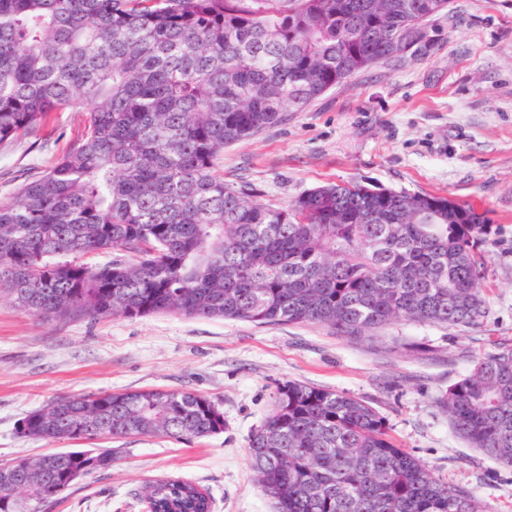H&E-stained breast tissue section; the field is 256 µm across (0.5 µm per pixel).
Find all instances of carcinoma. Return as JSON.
I'll return each mask as SVG.
<instances>
[{"label": "carcinoma", "instance_id": "cac0c4a2", "mask_svg": "<svg viewBox=\"0 0 512 512\" xmlns=\"http://www.w3.org/2000/svg\"><path fill=\"white\" fill-rule=\"evenodd\" d=\"M448 0H0V143L82 112L84 132L0 201V292L47 320L120 315L324 324L349 336L397 319L476 324L478 248L490 229L448 199L327 183L285 208L224 182V147L283 120L354 73L415 56L399 37ZM112 250L92 270L78 258ZM66 260L61 261L59 257ZM190 440L224 413L190 392L71 395L27 422L28 435ZM456 432L512 465V349L485 354L440 401ZM277 512H482L389 437L367 402L287 381L247 445ZM85 449L39 458L45 485L70 482ZM0 465V512H43ZM146 512H212L209 492L151 479Z\"/></svg>", "mask_w": 512, "mask_h": 512}]
</instances>
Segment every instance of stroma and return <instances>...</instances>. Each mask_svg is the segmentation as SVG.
<instances>
[{"mask_svg": "<svg viewBox=\"0 0 512 512\" xmlns=\"http://www.w3.org/2000/svg\"><path fill=\"white\" fill-rule=\"evenodd\" d=\"M416 57L362 69L279 125L225 147L224 180L284 207L327 182L448 198L491 227L482 246L484 314L475 326L395 320L351 338L320 324H265L156 313L46 320L0 296V465L90 439H25L17 422L56 398L138 389L219 402L223 432L191 440H103L119 454L45 512H144L143 487L174 476L206 489L213 512H276L257 486L247 440L286 381L369 401L394 443L483 512H512V466L452 430L448 387L477 357L512 348V0H449ZM84 131L53 114L37 135L0 145V201L50 166Z\"/></svg>", "mask_w": 512, "mask_h": 512, "instance_id": "obj_1", "label": "stroma"}]
</instances>
